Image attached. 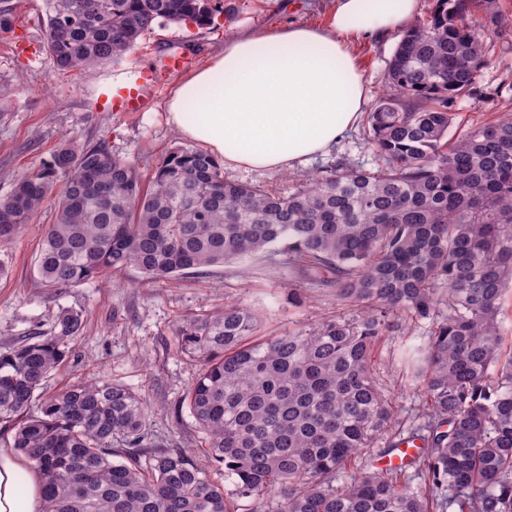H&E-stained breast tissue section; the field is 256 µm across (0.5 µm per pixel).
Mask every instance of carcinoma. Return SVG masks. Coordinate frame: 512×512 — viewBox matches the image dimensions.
Masks as SVG:
<instances>
[{
    "label": "carcinoma",
    "mask_w": 512,
    "mask_h": 512,
    "mask_svg": "<svg viewBox=\"0 0 512 512\" xmlns=\"http://www.w3.org/2000/svg\"><path fill=\"white\" fill-rule=\"evenodd\" d=\"M472 0H436L403 31L394 93L367 115L373 172L325 171L286 195L224 179L207 153L172 150L143 183L108 144L63 143L0 197V249L62 185L37 260L44 286L133 269L160 284L276 247L301 277L358 306L257 336L248 306L188 316L180 351L200 363L184 401L231 493L182 447L154 444L145 408L98 373L51 392L82 313L0 352V429L45 487V512H236L234 498L279 496L275 512H512V356L498 316L512 279V116L455 137L453 103L488 63ZM221 0H45L54 70L115 61L154 26L206 25ZM431 322L416 377L420 412L395 419L371 355L400 314ZM394 429L420 441L418 465L336 475Z\"/></svg>",
    "instance_id": "obj_1"
}]
</instances>
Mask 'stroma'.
<instances>
[{
	"label": "stroma",
	"mask_w": 512,
	"mask_h": 512,
	"mask_svg": "<svg viewBox=\"0 0 512 512\" xmlns=\"http://www.w3.org/2000/svg\"><path fill=\"white\" fill-rule=\"evenodd\" d=\"M336 0H223L224 10L207 25L167 24L155 27L123 59L74 76L54 72L46 52L44 0H0V14L10 17L0 29V197L14 180L39 171L59 145L86 148L107 142L112 153L150 177L162 159L183 145L168 124L166 105L184 75L209 65L224 51L226 39L276 31L291 24L324 23ZM502 19L487 49L478 91L459 99L456 124L468 128L512 110V0H499ZM401 37L356 45L367 88L365 109L389 94L387 64ZM186 54L184 71L168 72L167 57ZM153 82L146 109L116 112L112 99L120 89ZM366 120L323 156L289 171L250 168L225 170L227 180L259 186L282 195L299 178L344 165L376 169L378 159L366 142ZM56 200L47 198L31 223L0 249V351L49 332L60 310L82 312L85 326L72 344L65 370L48 383L55 391L67 383L104 372L113 382L138 394L148 407L145 428L164 443L202 455L206 446L184 402L199 373L197 362L183 355L174 336L185 316L238 301L260 318V335L274 336L323 318L351 315L353 308L336 301L333 288L299 282L288 257L259 253L202 273H190L163 284H149L139 273L94 278L68 288L44 287L37 273L42 238L55 219ZM298 299H291L290 288ZM400 330L375 346L372 359L378 385L400 419L415 415L425 396L413 365L427 342L430 326L402 317Z\"/></svg>",
	"instance_id": "stroma-1"
}]
</instances>
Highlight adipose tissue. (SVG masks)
Returning a JSON list of instances; mask_svg holds the SVG:
<instances>
[{
  "label": "adipose tissue",
  "mask_w": 512,
  "mask_h": 512,
  "mask_svg": "<svg viewBox=\"0 0 512 512\" xmlns=\"http://www.w3.org/2000/svg\"><path fill=\"white\" fill-rule=\"evenodd\" d=\"M419 0H336L325 25L226 40L181 80L167 120L230 168L283 171L328 152L355 126L365 83L354 42L413 18ZM38 472L0 448V512H44Z\"/></svg>",
  "instance_id": "1"
}]
</instances>
